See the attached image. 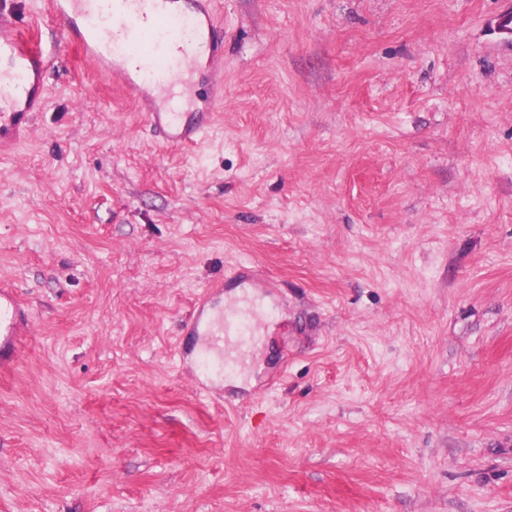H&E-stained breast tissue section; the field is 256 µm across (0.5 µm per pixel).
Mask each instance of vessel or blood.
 I'll return each mask as SVG.
<instances>
[{
	"instance_id": "obj_1",
	"label": "vessel or blood",
	"mask_w": 512,
	"mask_h": 512,
	"mask_svg": "<svg viewBox=\"0 0 512 512\" xmlns=\"http://www.w3.org/2000/svg\"><path fill=\"white\" fill-rule=\"evenodd\" d=\"M167 0H46L66 21V35L84 61L138 102L165 144L200 141L211 119L205 101L224 96V39L214 9L186 15L166 10ZM52 61L49 50L18 21L15 0H0V80L13 84L8 111L0 113V149L27 130L43 99ZM28 317L14 287L0 285V369L9 370L26 334ZM188 325L219 356L246 338L237 315L198 310Z\"/></svg>"
}]
</instances>
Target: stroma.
Masks as SVG:
<instances>
[{
    "mask_svg": "<svg viewBox=\"0 0 512 512\" xmlns=\"http://www.w3.org/2000/svg\"><path fill=\"white\" fill-rule=\"evenodd\" d=\"M214 3L224 102L179 148L25 0L0 512H512V0ZM220 278L261 317L215 371L179 348ZM28 317L17 290L0 285V369L9 370L17 359L19 345L26 335Z\"/></svg>",
    "mask_w": 512,
    "mask_h": 512,
    "instance_id": "35a3bbf8",
    "label": "stroma"
}]
</instances>
